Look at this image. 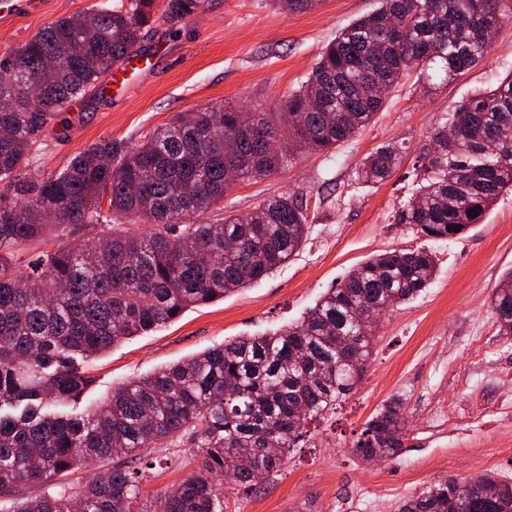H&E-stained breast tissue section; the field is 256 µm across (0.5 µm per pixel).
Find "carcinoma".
Instances as JSON below:
<instances>
[{"instance_id": "obj_1", "label": "carcinoma", "mask_w": 512, "mask_h": 512, "mask_svg": "<svg viewBox=\"0 0 512 512\" xmlns=\"http://www.w3.org/2000/svg\"><path fill=\"white\" fill-rule=\"evenodd\" d=\"M154 0L91 7L59 18L0 62V497L9 512H224L223 484L253 490L255 474L282 466L309 434L360 384L376 326L354 322L363 305L391 309L426 288L436 256L419 248L378 254L350 270L305 316L265 336L206 349L153 375L112 388L83 413L91 384L84 364L129 336L151 331L196 304L268 276L300 250L311 225L306 203L279 195L245 216L184 224L224 199L236 181L286 169L302 150L328 152L371 123L390 90L412 69L446 82L476 66L489 44L479 27L512 24V0H380V7L336 33L283 112L247 113L214 105L149 130L133 144L102 138L58 173L28 178L40 150L36 135L79 97L96 96L112 67L131 57L152 18ZM199 0H167L162 17L182 20ZM448 130L435 131L428 175L396 223L436 241L479 223L512 190V77L459 104ZM281 140L271 153L268 143ZM401 153L382 146L358 178L381 184ZM109 210H104V205ZM479 215L474 216L472 212ZM111 215L114 225L89 234ZM153 225L147 235L121 228ZM61 242L42 250L22 279L16 254L28 241ZM499 333L512 336V269L491 298ZM401 404H384L354 443L358 457L385 458L403 447ZM163 439L187 443L202 469L173 492L143 498L135 452ZM279 448L267 452V444ZM129 459L68 491L69 472ZM474 482L489 494L465 496V512H512V482L491 475L444 479L402 503L398 512H448V493ZM47 491L16 498L18 487Z\"/></svg>"}]
</instances>
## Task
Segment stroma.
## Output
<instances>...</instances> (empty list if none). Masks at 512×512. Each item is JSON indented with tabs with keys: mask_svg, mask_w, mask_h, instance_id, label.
I'll list each match as a JSON object with an SVG mask.
<instances>
[{
	"mask_svg": "<svg viewBox=\"0 0 512 512\" xmlns=\"http://www.w3.org/2000/svg\"><path fill=\"white\" fill-rule=\"evenodd\" d=\"M123 0H34L31 10L0 22V61L56 19ZM155 0L152 24L113 93L73 103L68 129L44 130L34 170L47 175L89 144L116 137L137 142L180 113L224 104L249 112L283 111L337 30L373 11L378 0H319L304 12L271 0H200L193 15L166 23ZM512 74V26L493 38L486 57L447 85L430 89L409 73L371 123L327 153H305L288 169L235 183L223 210L193 216L212 222L224 211L247 214L261 200L302 197L311 228L299 253L266 278L188 308L173 322L116 343L88 366L93 382L76 411L93 407L114 387L152 374L239 336L298 321L329 288L369 257L401 247L437 256L432 284L388 312L361 384L335 415L311 429L304 447L255 490L224 488V512H396L405 500L444 478L492 475L512 481V337L500 335L490 300L512 268V193L499 196L480 223L445 241L396 223L424 177L431 135L452 110ZM402 151L382 184L357 178L362 159L381 146ZM399 400L408 431L402 448L368 462L352 448L366 421ZM153 467L146 495L168 491L202 461L171 442L143 452Z\"/></svg>",
	"mask_w": 512,
	"mask_h": 512,
	"instance_id": "35a3bbf8",
	"label": "stroma"
}]
</instances>
